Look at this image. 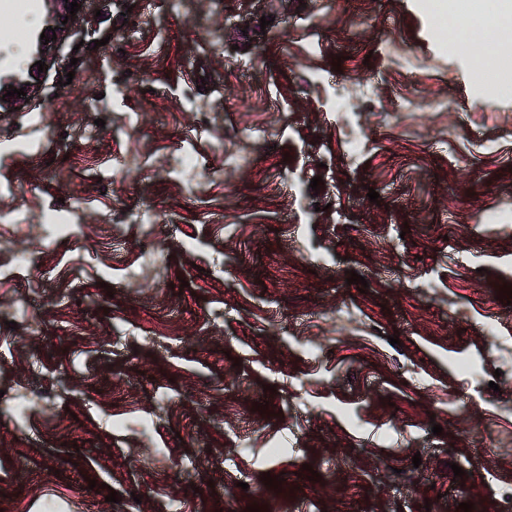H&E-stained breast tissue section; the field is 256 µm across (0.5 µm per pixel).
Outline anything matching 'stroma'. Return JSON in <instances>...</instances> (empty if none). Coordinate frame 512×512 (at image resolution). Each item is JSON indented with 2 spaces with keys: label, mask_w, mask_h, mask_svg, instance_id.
<instances>
[{
  "label": "stroma",
  "mask_w": 512,
  "mask_h": 512,
  "mask_svg": "<svg viewBox=\"0 0 512 512\" xmlns=\"http://www.w3.org/2000/svg\"><path fill=\"white\" fill-rule=\"evenodd\" d=\"M33 2L0 512H512V94L428 0H85L44 59Z\"/></svg>",
  "instance_id": "stroma-1"
}]
</instances>
